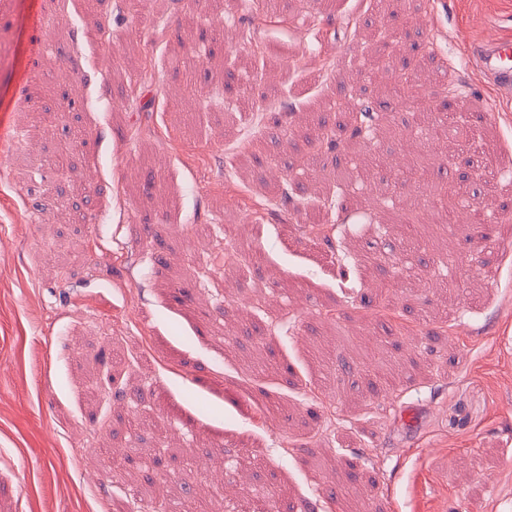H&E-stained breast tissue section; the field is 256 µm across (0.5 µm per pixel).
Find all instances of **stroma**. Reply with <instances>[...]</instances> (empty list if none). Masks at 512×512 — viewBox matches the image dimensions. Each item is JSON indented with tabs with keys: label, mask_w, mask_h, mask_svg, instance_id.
Segmentation results:
<instances>
[{
	"label": "stroma",
	"mask_w": 512,
	"mask_h": 512,
	"mask_svg": "<svg viewBox=\"0 0 512 512\" xmlns=\"http://www.w3.org/2000/svg\"><path fill=\"white\" fill-rule=\"evenodd\" d=\"M509 36L512 0H0V512L167 475L191 512H512V102L471 58ZM463 194L486 223L423 219Z\"/></svg>",
	"instance_id": "obj_1"
}]
</instances>
